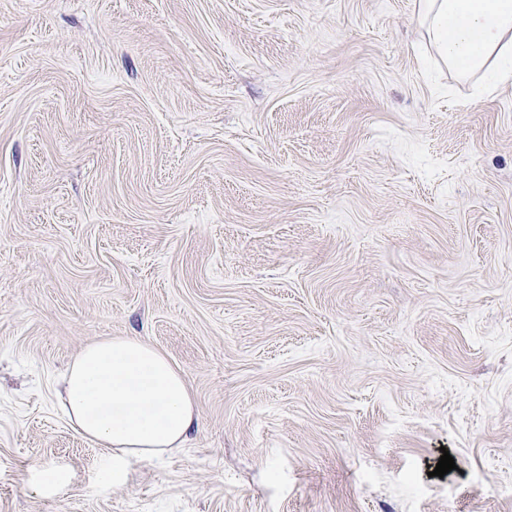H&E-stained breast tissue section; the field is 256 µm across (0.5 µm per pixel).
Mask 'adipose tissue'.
<instances>
[{"mask_svg": "<svg viewBox=\"0 0 512 512\" xmlns=\"http://www.w3.org/2000/svg\"><path fill=\"white\" fill-rule=\"evenodd\" d=\"M427 45L458 74L479 73L481 92L512 83V0H417ZM71 421L112 454L113 479L130 458L184 447L198 424L181 373L143 339L118 336L88 345L63 376Z\"/></svg>", "mask_w": 512, "mask_h": 512, "instance_id": "obj_1", "label": "adipose tissue"}]
</instances>
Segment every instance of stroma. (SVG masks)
I'll return each mask as SVG.
<instances>
[{
    "mask_svg": "<svg viewBox=\"0 0 512 512\" xmlns=\"http://www.w3.org/2000/svg\"><path fill=\"white\" fill-rule=\"evenodd\" d=\"M425 46L415 0H0V512H512V85ZM112 336L199 418L118 483L60 405Z\"/></svg>",
    "mask_w": 512,
    "mask_h": 512,
    "instance_id": "1",
    "label": "stroma"
}]
</instances>
